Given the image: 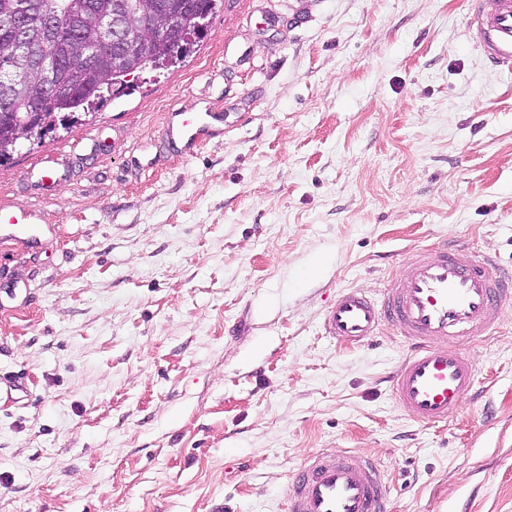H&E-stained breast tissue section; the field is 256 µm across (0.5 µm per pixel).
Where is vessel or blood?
Segmentation results:
<instances>
[{"label": "vessel or blood", "mask_w": 512, "mask_h": 512, "mask_svg": "<svg viewBox=\"0 0 512 512\" xmlns=\"http://www.w3.org/2000/svg\"><path fill=\"white\" fill-rule=\"evenodd\" d=\"M469 21L489 62L512 72V0L495 12L474 8ZM209 112L182 120L175 131L183 144L211 125ZM38 239L29 218L0 205V234ZM461 245L438 254L415 249L402 260L380 297L358 288L341 289L322 321L324 336L364 344L383 328L401 336L408 350L390 377L396 407L414 422L445 424L458 416L477 380V362L465 344L489 335L512 311V273L486 254L462 255ZM388 488L377 459L322 449L299 468L288 512H386Z\"/></svg>", "instance_id": "obj_1"}]
</instances>
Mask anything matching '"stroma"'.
Masks as SVG:
<instances>
[{
  "instance_id": "1",
  "label": "stroma",
  "mask_w": 512,
  "mask_h": 512,
  "mask_svg": "<svg viewBox=\"0 0 512 512\" xmlns=\"http://www.w3.org/2000/svg\"><path fill=\"white\" fill-rule=\"evenodd\" d=\"M469 0H224L177 66L0 165L42 217L0 239V512H287L321 448L378 459L389 512H512V312L447 424L394 404L407 347L322 335L444 242L512 270V74ZM223 119L192 155L172 113ZM66 156L53 189L36 174Z\"/></svg>"
}]
</instances>
